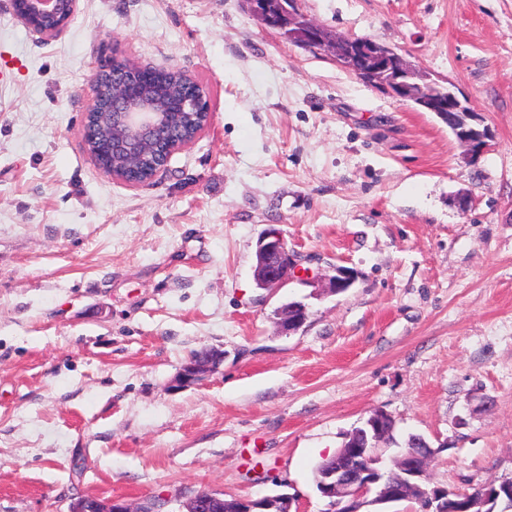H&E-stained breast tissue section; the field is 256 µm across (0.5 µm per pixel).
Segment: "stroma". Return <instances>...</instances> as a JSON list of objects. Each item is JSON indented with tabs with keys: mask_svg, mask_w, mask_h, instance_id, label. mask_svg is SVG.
Wrapping results in <instances>:
<instances>
[{
	"mask_svg": "<svg viewBox=\"0 0 512 512\" xmlns=\"http://www.w3.org/2000/svg\"><path fill=\"white\" fill-rule=\"evenodd\" d=\"M394 48L491 131L477 161L434 113L262 26L244 0H79L44 40L0 0V512L80 496L277 491L372 411L424 436L428 486L512 477V0H297ZM202 79L210 119L150 181L104 175L82 124L99 65ZM278 230L310 282L256 288ZM353 277L329 290L337 268ZM299 300L308 318L282 333ZM223 350L171 390L192 351Z\"/></svg>",
	"mask_w": 512,
	"mask_h": 512,
	"instance_id": "1",
	"label": "stroma"
}]
</instances>
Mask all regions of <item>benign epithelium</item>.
Segmentation results:
<instances>
[{"instance_id":"7a95c632","label":"benign epithelium","mask_w":512,"mask_h":512,"mask_svg":"<svg viewBox=\"0 0 512 512\" xmlns=\"http://www.w3.org/2000/svg\"><path fill=\"white\" fill-rule=\"evenodd\" d=\"M249 11L260 22L271 29L289 31V40L314 51L336 53L339 39L322 26L311 22L306 17L283 5V0H245ZM24 14L19 20L28 28L35 29L34 22L43 20L60 21L59 28H64L72 20L77 9V0H25ZM371 73L379 75L392 73L391 86L388 90L399 100L407 98L406 91L411 89L414 70L401 62L393 64L386 54L371 55ZM128 68L121 61H110L102 65L96 74L92 103L89 111L100 107L112 113L118 119L128 138L120 146L109 148L104 160L95 162L97 168L107 176L116 177L115 164L124 158H133L141 141L147 139L156 146H166L163 158L155 166V172L163 170L170 158L184 145L175 142L180 125L177 114L196 110L202 102L198 99H183L174 102L157 100L153 104H142L137 100L139 88L130 82ZM430 111L444 116L449 112H465L472 122H477V113L467 100L460 99L451 87L446 92L425 99ZM457 140L465 147L467 155L476 158L488 146L489 137L461 135ZM256 255L259 259L258 277L261 284L270 291L283 287L288 278L297 274L283 238L276 230L267 232L259 241ZM279 326L283 333L299 329L307 320L308 311L305 304L298 302L291 308L282 309ZM224 362V351L206 349L199 357L191 356L182 365L172 387L180 389L196 384L219 369ZM389 414L378 411L366 420L362 435L366 446L360 449L365 466L352 469L344 465L343 460L322 471L315 478L320 494L327 498L326 512H335L340 505L344 512H360V508L372 490L380 488L378 498L382 503H398L407 499L409 488L420 492V499L428 502L430 512H442L437 504L435 491L423 485L426 462L441 451L433 448L429 452L419 453L413 449L403 450L396 457L386 455V449L379 447L383 433L381 422ZM213 502L219 510H224V494L199 491L189 497L180 512H200L204 502ZM294 498L289 494L266 495L258 499H233L237 508L233 512H291ZM169 501L146 497L139 502H130L120 497L95 496L75 500L70 512H166Z\"/></svg>"}]
</instances>
